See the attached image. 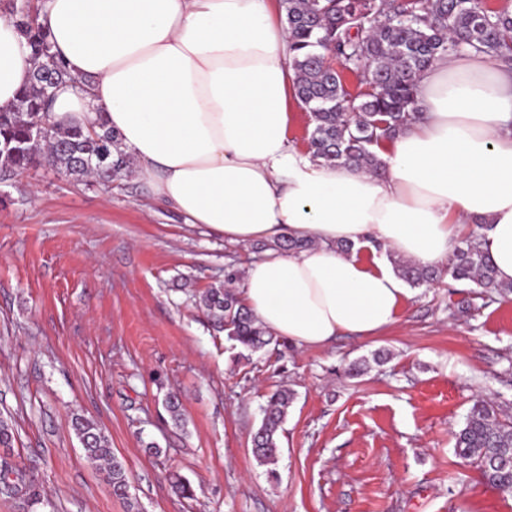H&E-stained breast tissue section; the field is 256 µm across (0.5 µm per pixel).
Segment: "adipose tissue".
<instances>
[{
  "instance_id": "adipose-tissue-1",
  "label": "adipose tissue",
  "mask_w": 512,
  "mask_h": 512,
  "mask_svg": "<svg viewBox=\"0 0 512 512\" xmlns=\"http://www.w3.org/2000/svg\"><path fill=\"white\" fill-rule=\"evenodd\" d=\"M51 52L69 80L50 115L120 131L137 177L185 223L232 243L308 240L246 269L258 323L305 347L366 340L407 295L391 255L446 261L468 225L499 283L512 284V70L449 54L419 82L420 120L377 154V175L314 162L289 142L295 74L277 0H41ZM26 37L0 14V111L29 84ZM349 241L350 254L336 244ZM390 257L365 265L359 250Z\"/></svg>"
}]
</instances>
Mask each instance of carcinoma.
<instances>
[{
  "label": "carcinoma",
  "mask_w": 512,
  "mask_h": 512,
  "mask_svg": "<svg viewBox=\"0 0 512 512\" xmlns=\"http://www.w3.org/2000/svg\"><path fill=\"white\" fill-rule=\"evenodd\" d=\"M5 13L15 19L32 48L35 67L10 112H0V179L46 162L75 182L93 179L103 190L128 175L133 161L120 149V135L99 125L84 132L50 120L49 97L68 73L50 52L48 32L31 0H5ZM295 71V97L311 114L307 137L314 161L356 165L383 172L374 152L381 142L419 116L417 82L441 56L462 51L483 54L512 65V8L491 7L486 0H283ZM309 243L281 237L262 247L278 252L297 251ZM398 275L413 287L436 277L432 268L396 259ZM457 280L477 287L512 292L497 283L492 261L481 243L468 241L457 248L450 263ZM238 271L230 268L224 282L196 294V303L224 330L235 349L254 353L278 344V337L259 324L231 285ZM294 393L274 391L263 407L260 425L252 436V454L268 473L276 474L280 436ZM172 425L184 426L177 395L165 400ZM72 429L86 456L106 464L107 481L115 496L128 485L122 461L112 455L109 440L98 424L81 414ZM457 455L475 466L484 481L512 492V468L498 461L512 457V420L501 418L489 399L479 397L465 423L455 433ZM0 493L39 503L26 473L7 461L0 463Z\"/></svg>",
  "instance_id": "cac0c4a2"
}]
</instances>
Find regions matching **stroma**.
Segmentation results:
<instances>
[{
	"label": "stroma",
	"instance_id": "obj_1",
	"mask_svg": "<svg viewBox=\"0 0 512 512\" xmlns=\"http://www.w3.org/2000/svg\"><path fill=\"white\" fill-rule=\"evenodd\" d=\"M256 253L185 224L133 176L108 193L46 166L0 181V415L14 433L0 460L39 493L33 512H129L86 457L76 412L108 437L140 512H512L453 438L474 396L512 413V298L446 271L408 287L374 338L241 357L193 294ZM363 357L364 374L344 376ZM281 387L294 400L271 476L251 435ZM172 472L194 498L173 492Z\"/></svg>",
	"mask_w": 512,
	"mask_h": 512
}]
</instances>
